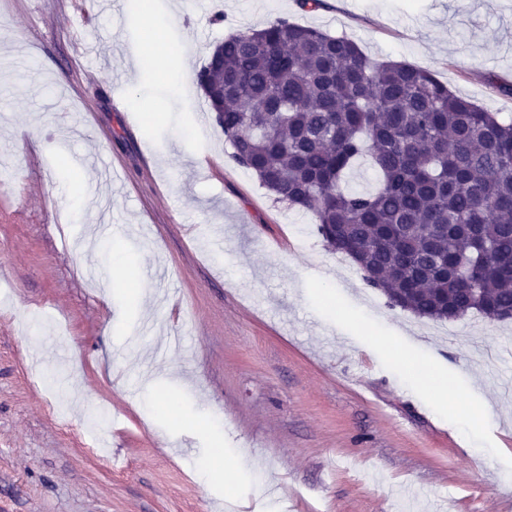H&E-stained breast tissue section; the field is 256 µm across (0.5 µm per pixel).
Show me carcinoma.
Here are the masks:
<instances>
[{
    "label": "carcinoma",
    "mask_w": 512,
    "mask_h": 512,
    "mask_svg": "<svg viewBox=\"0 0 512 512\" xmlns=\"http://www.w3.org/2000/svg\"><path fill=\"white\" fill-rule=\"evenodd\" d=\"M197 82L232 160L374 270L390 306L439 321L512 309V121L286 18L225 39ZM365 153L380 187L344 189Z\"/></svg>",
    "instance_id": "obj_1"
}]
</instances>
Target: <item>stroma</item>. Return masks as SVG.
Returning <instances> with one entry per match:
<instances>
[{
	"mask_svg": "<svg viewBox=\"0 0 512 512\" xmlns=\"http://www.w3.org/2000/svg\"><path fill=\"white\" fill-rule=\"evenodd\" d=\"M278 17L512 120V0H0V512H512V320L390 307L180 89ZM157 32L184 75L134 68ZM217 436L235 480L200 476Z\"/></svg>",
	"mask_w": 512,
	"mask_h": 512,
	"instance_id": "35a3bbf8",
	"label": "stroma"
}]
</instances>
